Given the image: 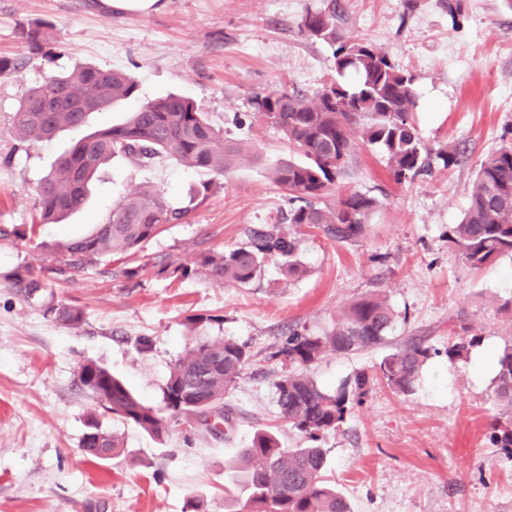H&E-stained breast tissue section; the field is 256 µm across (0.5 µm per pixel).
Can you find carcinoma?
<instances>
[{
    "label": "carcinoma",
    "mask_w": 512,
    "mask_h": 512,
    "mask_svg": "<svg viewBox=\"0 0 512 512\" xmlns=\"http://www.w3.org/2000/svg\"><path fill=\"white\" fill-rule=\"evenodd\" d=\"M299 28L307 37L333 47L331 78L312 95L288 91L258 94L256 113L276 127L300 152L295 161H281L271 179L290 194L288 227L270 224L251 232L246 242L223 251L201 254L195 269L166 268L171 277L195 271L211 282L246 285L261 275L266 260L278 258L288 277L304 273L299 260L301 231L320 230L338 243L354 242L366 234L377 201L359 192L330 206L323 199L345 172L355 151L354 134L377 146L389 172L400 182L430 165L413 119L419 96L415 78L383 51L364 39L347 40L336 25V0L325 9H308ZM50 25L36 22L21 30L30 51L39 54L51 44ZM138 83L125 70L82 65L60 74H44L28 88L12 115L20 142L33 145L53 139L59 132L85 126L90 112L136 97ZM165 156L189 169L203 168L224 176L247 158V149L224 139L207 112L196 102L168 95L134 108L126 119L96 130L72 143L41 180L37 190L40 223L55 224L85 203L89 185L100 168L116 157L145 165ZM189 207L173 205L166 194L146 186L125 197L92 233L56 245L60 265L44 272L19 267L5 278V287L43 316L67 327H79L84 310L56 298L53 288L60 277L74 278L102 258L137 253L148 240L170 224H181ZM471 269L512 256V141H505L481 162L472 184L470 206L448 233ZM394 312L386 299L372 296L351 304L341 320L322 335L294 332L273 354L288 369L273 381L279 417L313 442L307 448H284L265 430L255 432L242 450L241 463L227 469L231 499L226 512H350L345 499L324 479L325 452L316 442L346 422L350 404L367 392L368 377L359 374L352 384L331 393L311 374L327 353L337 355L372 350L386 341ZM475 339L458 337L448 343V360L468 358ZM431 357V348L408 345L380 364L382 378L394 390H413L419 371ZM250 358L246 345L233 339L195 340L172 365L162 388V402L152 406L138 399L118 377L94 361L83 363L80 384L100 407L133 423L157 438L171 426L195 422L214 437L232 427L234 408L226 396L241 378ZM494 395L503 416L490 423L493 445L512 456V346L497 357ZM81 448L85 454L107 459L120 452V438L92 420Z\"/></svg>",
    "instance_id": "obj_1"
}]
</instances>
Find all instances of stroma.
Wrapping results in <instances>:
<instances>
[{"instance_id": "obj_1", "label": "stroma", "mask_w": 512, "mask_h": 512, "mask_svg": "<svg viewBox=\"0 0 512 512\" xmlns=\"http://www.w3.org/2000/svg\"><path fill=\"white\" fill-rule=\"evenodd\" d=\"M329 1L165 0L150 15L114 17L93 0H0V57L25 63L22 78L0 77V227L8 231L0 238V279L20 266L56 265V243L91 233L139 187L164 189L190 208L185 223L144 244L137 260L147 271L139 281L120 276L124 260L105 258L57 282V296L83 308L81 327L52 323L38 305L0 286V512H186L194 497L207 512H224V468L256 431H272L287 448L308 444L278 417L273 379L281 365L272 352L290 330L321 333L371 295L385 297L395 314L385 344L327 354L311 369L330 390L360 373L370 379L342 427L320 441L325 480L351 512H512V457L490 441L501 413L495 362L512 343V259L473 271L448 240L469 207L482 160L512 129V0H459L453 16L447 0H334L340 33L371 41L415 75L421 140L434 153L458 150L459 163L446 168L435 159L427 172L398 182L375 146L357 142L324 201L335 205L348 190L377 199L364 237L339 244L306 230L298 278L275 260L243 286L158 273L245 242L250 229L287 211L288 195L268 170L299 153L256 114L253 98L281 90L309 95L330 77L331 48L299 28L306 9ZM36 21L53 26L45 56L18 36ZM81 63L130 72L140 104L171 92L194 100L226 139L246 146L248 160L215 179L164 158L140 166L118 157L83 209L58 224L39 223L35 187L81 133L25 150L11 117L44 72ZM210 179L214 192L193 201ZM460 336L480 344L468 361L449 362L448 344ZM196 337L230 338L250 350L228 395L237 418L223 437L186 422L150 437L104 413L79 385V365L93 361L141 401L159 405L172 364ZM419 339L435 353L405 396L387 386L379 366ZM92 416L121 435L119 455L82 454Z\"/></svg>"}]
</instances>
